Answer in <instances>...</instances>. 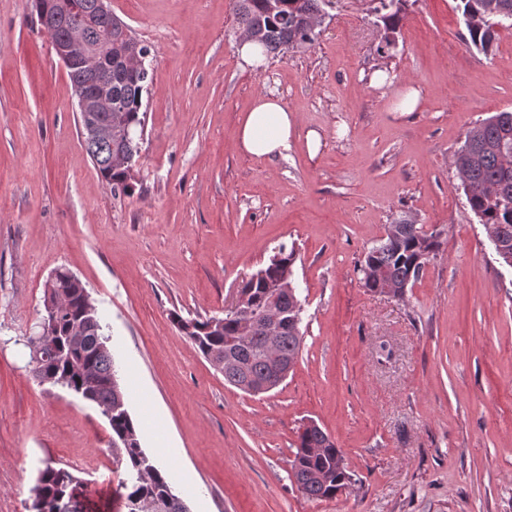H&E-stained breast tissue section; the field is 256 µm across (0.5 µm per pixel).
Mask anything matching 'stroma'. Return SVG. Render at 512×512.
Instances as JSON below:
<instances>
[{
	"label": "stroma",
	"instance_id": "stroma-1",
	"mask_svg": "<svg viewBox=\"0 0 512 512\" xmlns=\"http://www.w3.org/2000/svg\"><path fill=\"white\" fill-rule=\"evenodd\" d=\"M33 3L0 0V512H28L50 462L80 477L81 512L123 508L106 419L30 364L59 269L87 289L141 446L190 512H512V268L453 159L476 121L512 111V29L486 56L455 0H408L389 49L374 0H337L313 45L252 74L231 0H111L153 49L128 196L84 147ZM378 70L392 88L371 85ZM408 81L421 99L403 116L392 104ZM271 91L297 117L291 149L239 152V116ZM399 219L444 241L401 300L355 271ZM283 245L302 349L283 383L250 395L172 316L223 315ZM310 420L353 474L333 499H307L290 476Z\"/></svg>",
	"mask_w": 512,
	"mask_h": 512
}]
</instances>
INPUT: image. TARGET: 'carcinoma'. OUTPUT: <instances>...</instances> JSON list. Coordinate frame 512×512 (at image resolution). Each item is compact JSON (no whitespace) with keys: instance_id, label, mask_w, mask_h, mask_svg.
Segmentation results:
<instances>
[{"instance_id":"1","label":"carcinoma","mask_w":512,"mask_h":512,"mask_svg":"<svg viewBox=\"0 0 512 512\" xmlns=\"http://www.w3.org/2000/svg\"><path fill=\"white\" fill-rule=\"evenodd\" d=\"M97 0H36V13L55 12L58 23L52 38L81 37L94 49L104 46L102 31L88 24ZM470 44L489 55L501 28H512V0H456ZM335 0H234L237 30L260 44L266 55L311 45L319 35L326 8ZM380 19L387 32L385 45L396 47L395 34L403 19L406 0H379ZM151 50L130 27L112 16V62L89 64L68 70L75 87L107 85L112 89L114 112H98V122L112 127V137L96 140L84 135L86 150L94 166L113 188L133 190L134 158L139 153L136 130L144 129L141 116L143 91L148 89ZM454 163L467 206L495 236L497 259L512 267V111L485 118L466 131L463 145L454 154ZM442 232L403 219L388 225L386 237L372 247L357 266L364 287L372 292L403 298L406 289L424 271L425 264L441 250ZM295 249H279L270 263L242 282L240 291L246 306L254 312L275 301L276 307L294 317L301 305L295 288ZM288 291L275 293L281 280ZM85 293L81 280L68 271L55 272L52 287L45 291V303L57 308L55 335L34 344L33 372L42 383L60 385L100 410L112 431V444L121 451L128 480L121 484L126 512H189L175 493L165 472L141 447L138 430L126 408L125 396L106 343L103 326L84 325ZM179 330L197 347L205 359L232 363L221 368L224 381L239 387L246 377L264 380L272 362L264 323L242 319L228 312L214 324L211 319L173 317ZM300 324L288 328L274 344V353L292 363L301 351ZM298 489L309 500L331 499L352 483L342 451L319 426L304 427L291 460ZM79 477L69 468L48 464L32 488L31 512H61Z\"/></svg>"}]
</instances>
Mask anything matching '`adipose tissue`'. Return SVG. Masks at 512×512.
I'll return each mask as SVG.
<instances>
[{
	"label": "adipose tissue",
	"instance_id": "ef3b65f1",
	"mask_svg": "<svg viewBox=\"0 0 512 512\" xmlns=\"http://www.w3.org/2000/svg\"><path fill=\"white\" fill-rule=\"evenodd\" d=\"M297 121L280 97L259 96L238 123L236 146L255 157L282 156L292 145Z\"/></svg>",
	"mask_w": 512,
	"mask_h": 512
}]
</instances>
